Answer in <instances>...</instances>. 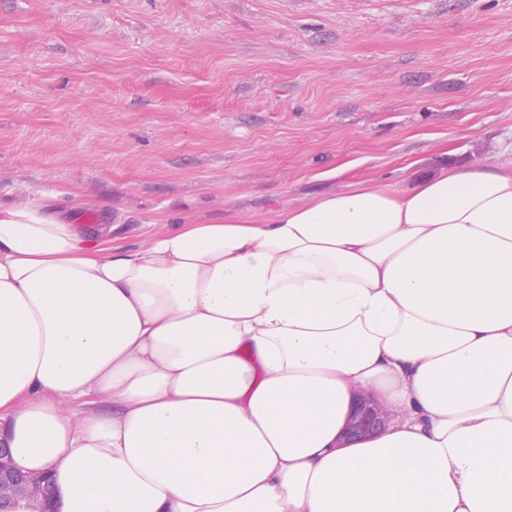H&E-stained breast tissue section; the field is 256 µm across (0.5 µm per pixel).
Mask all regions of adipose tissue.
I'll return each mask as SVG.
<instances>
[{"label":"adipose tissue","instance_id":"obj_1","mask_svg":"<svg viewBox=\"0 0 512 512\" xmlns=\"http://www.w3.org/2000/svg\"><path fill=\"white\" fill-rule=\"evenodd\" d=\"M112 231L0 214V446L55 512H512V163ZM359 388L396 417L344 444Z\"/></svg>","mask_w":512,"mask_h":512}]
</instances>
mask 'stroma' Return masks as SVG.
<instances>
[{
  "instance_id": "stroma-1",
  "label": "stroma",
  "mask_w": 512,
  "mask_h": 512,
  "mask_svg": "<svg viewBox=\"0 0 512 512\" xmlns=\"http://www.w3.org/2000/svg\"><path fill=\"white\" fill-rule=\"evenodd\" d=\"M512 160V0H0V210L262 215Z\"/></svg>"
}]
</instances>
